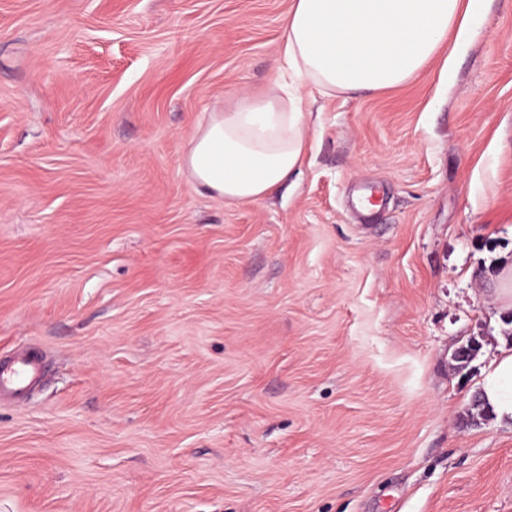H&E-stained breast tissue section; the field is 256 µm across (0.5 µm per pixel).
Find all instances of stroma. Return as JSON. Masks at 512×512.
Returning a JSON list of instances; mask_svg holds the SVG:
<instances>
[{
  "label": "stroma",
  "instance_id": "35a3bbf8",
  "mask_svg": "<svg viewBox=\"0 0 512 512\" xmlns=\"http://www.w3.org/2000/svg\"><path fill=\"white\" fill-rule=\"evenodd\" d=\"M292 0H0V512H512V0L448 78L304 89L271 197L201 193L211 112L270 91ZM477 357L457 369L469 338ZM47 358L35 345L18 350L0 363V399L24 395L45 374ZM482 391L496 419L511 420L512 425V352H503L490 363Z\"/></svg>",
  "mask_w": 512,
  "mask_h": 512
}]
</instances>
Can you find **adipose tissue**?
Instances as JSON below:
<instances>
[{"instance_id":"adipose-tissue-1","label":"adipose tissue","mask_w":512,"mask_h":512,"mask_svg":"<svg viewBox=\"0 0 512 512\" xmlns=\"http://www.w3.org/2000/svg\"><path fill=\"white\" fill-rule=\"evenodd\" d=\"M476 23L474 0H293L282 28L287 81L211 113L184 155L188 177L227 202L270 196L304 161L302 87L331 96L399 86ZM482 391L497 420L512 421V352L491 362Z\"/></svg>"}]
</instances>
